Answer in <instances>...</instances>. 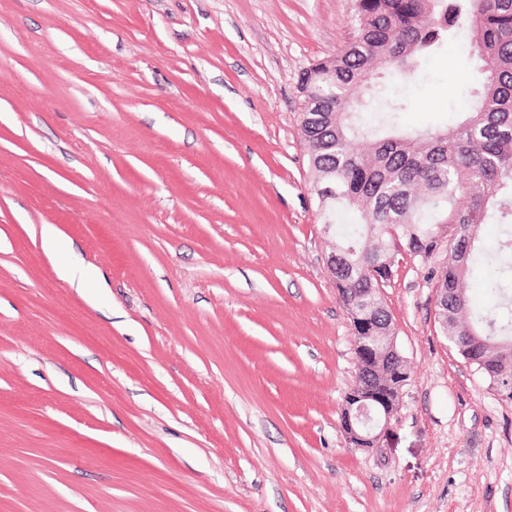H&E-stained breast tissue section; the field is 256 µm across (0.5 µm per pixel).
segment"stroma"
Listing matches in <instances>:
<instances>
[{"label": "stroma", "instance_id": "1", "mask_svg": "<svg viewBox=\"0 0 512 512\" xmlns=\"http://www.w3.org/2000/svg\"><path fill=\"white\" fill-rule=\"evenodd\" d=\"M353 25V0H0V512H512V402L419 261L382 289L400 409L367 451L341 427L354 337L298 82ZM466 44L362 120L453 123Z\"/></svg>", "mask_w": 512, "mask_h": 512}]
</instances>
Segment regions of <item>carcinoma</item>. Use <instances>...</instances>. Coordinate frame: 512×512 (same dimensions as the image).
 Listing matches in <instances>:
<instances>
[{
	"label": "carcinoma",
	"instance_id": "obj_1",
	"mask_svg": "<svg viewBox=\"0 0 512 512\" xmlns=\"http://www.w3.org/2000/svg\"><path fill=\"white\" fill-rule=\"evenodd\" d=\"M355 3L353 40L299 80L302 141L324 224L336 227L342 214L355 219L353 230L335 232L336 291L360 335L387 344L391 317L371 269L402 254L429 264L443 334L482 337L481 359L495 375L482 374L512 401L511 233L489 261L497 302L472 306L465 283L480 226H512V0ZM460 28L469 32L468 56L480 78L453 126L398 129L390 118L413 107L406 99L385 101L377 126L362 121L358 95L378 68L408 79Z\"/></svg>",
	"mask_w": 512,
	"mask_h": 512
}]
</instances>
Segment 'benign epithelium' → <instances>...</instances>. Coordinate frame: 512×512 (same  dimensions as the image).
<instances>
[{
	"mask_svg": "<svg viewBox=\"0 0 512 512\" xmlns=\"http://www.w3.org/2000/svg\"><path fill=\"white\" fill-rule=\"evenodd\" d=\"M358 361L357 375L362 378L345 394L341 410V427L348 445L353 448L370 449L378 445L380 434L368 427L370 414L383 412V424L387 425L395 416L396 402L406 385L405 373L398 366L402 356L396 345L381 348L376 344L364 342L355 350ZM393 370L394 381L385 385L377 381L381 374L377 362Z\"/></svg>",
	"mask_w": 512,
	"mask_h": 512,
	"instance_id": "benign-epithelium-1",
	"label": "benign epithelium"
}]
</instances>
